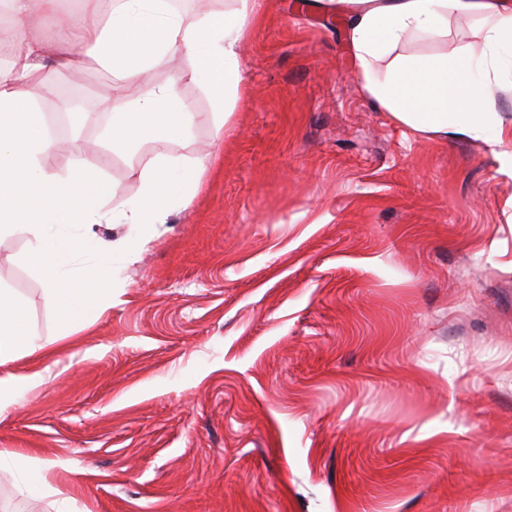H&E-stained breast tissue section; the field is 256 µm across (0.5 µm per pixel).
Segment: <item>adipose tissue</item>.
Instances as JSON below:
<instances>
[{"label": "adipose tissue", "mask_w": 512, "mask_h": 512, "mask_svg": "<svg viewBox=\"0 0 512 512\" xmlns=\"http://www.w3.org/2000/svg\"><path fill=\"white\" fill-rule=\"evenodd\" d=\"M345 35L357 61L361 89L377 109L398 124L444 139H475L496 147L502 169L512 172V126L499 116L495 96L502 89L499 61L512 57V0H350ZM60 0H0L7 10L13 50L0 66V238L27 236L41 268L47 301L60 309L62 335L73 324L91 326L112 306V291L91 290L90 273L111 272L115 260L160 236L169 211L198 190L204 161L157 153L140 171V189L121 209L107 212L110 182L93 175L83 185L85 204L78 220L47 205L30 215L25 198L51 192L70 195L74 182L47 171L43 159L54 139L40 120L39 98L50 74L81 70L93 59L119 81L150 84L155 70L173 57L186 61L187 78L200 85L224 126L240 98L243 82L239 47L252 30L253 0H237L228 12L204 11L185 19L169 0H81L76 49L68 53L39 39L32 11L57 15ZM452 16L489 20L481 43L462 48L455 59L397 54L415 36L444 35ZM389 57L384 73L375 61ZM151 86V84H150ZM112 114V150L135 152L143 141L160 146L179 139L194 120V106L174 85L151 86L130 102H98L84 113L95 120ZM127 224L128 235L98 237L95 226ZM20 305L0 290V364L41 355L44 346L28 333Z\"/></svg>", "instance_id": "ef3b65f1"}]
</instances>
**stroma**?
I'll use <instances>...</instances> for the list:
<instances>
[{"label":"stroma","instance_id":"stroma-1","mask_svg":"<svg viewBox=\"0 0 512 512\" xmlns=\"http://www.w3.org/2000/svg\"><path fill=\"white\" fill-rule=\"evenodd\" d=\"M257 10L223 129L181 60L154 73L198 111L169 155L210 161L92 327L60 336L27 238L0 240L46 345L0 365L46 378L0 413V450L52 486L2 474L0 512H512V173L373 109L336 0ZM486 27L398 52L452 57ZM69 136L49 172L95 166L109 208L138 193L152 143ZM5 462L15 470H21L24 473V483L19 486L21 493L36 498L42 495L43 491L49 487V483L44 474V468L36 459L19 457L18 455L7 454L1 451L0 470L3 469Z\"/></svg>","mask_w":512,"mask_h":512}]
</instances>
